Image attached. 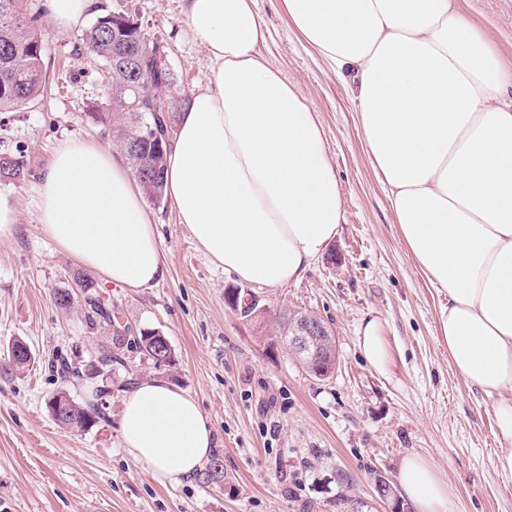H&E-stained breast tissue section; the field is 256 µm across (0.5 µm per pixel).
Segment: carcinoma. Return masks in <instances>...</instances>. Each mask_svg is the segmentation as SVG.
Instances as JSON below:
<instances>
[{
    "instance_id": "carcinoma-1",
    "label": "carcinoma",
    "mask_w": 512,
    "mask_h": 512,
    "mask_svg": "<svg viewBox=\"0 0 512 512\" xmlns=\"http://www.w3.org/2000/svg\"><path fill=\"white\" fill-rule=\"evenodd\" d=\"M37 16L27 13L25 0H0V111L17 110L36 100L46 86L47 72L43 67L42 40L38 33ZM84 48L88 54L100 58L108 65L107 79L110 87V99H121L129 91V85L136 79L145 84L141 111L149 116L156 112L162 126L175 132L180 121V109L183 91L178 84L176 73H164L151 79L145 74L156 73V59L151 56H139L126 65L112 63V54L123 49L133 52L145 43L152 46L157 41L150 38L142 26L133 20L125 25L112 21L108 13L96 18L83 34ZM92 120L101 126L103 134L112 139L113 148L127 161L137 178L146 198L159 204L164 199V173L166 157L153 156L154 145L147 141H136L138 130L133 125V117L128 112H120L109 106L103 112H94ZM24 171V161L14 154L0 153V180L14 179ZM73 283L81 290L85 300L95 296L96 282L82 272L72 277ZM88 333L94 335L103 329L112 328V312L99 305H91L83 312ZM158 331L139 332L138 338L126 342H113L101 345L89 360L79 366L65 358L51 363L53 372L61 383L69 378L91 383L94 388L88 400L78 403L73 414L58 421V424L72 432H87L95 423L105 420V416L94 410L96 399L101 393L98 384L105 370L121 363L117 350L130 346L148 359H154L156 335ZM201 479L206 483L224 481V468L220 456H214L201 471Z\"/></svg>"
}]
</instances>
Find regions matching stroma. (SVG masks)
Instances as JSON below:
<instances>
[{
  "instance_id": "1",
  "label": "stroma",
  "mask_w": 512,
  "mask_h": 512,
  "mask_svg": "<svg viewBox=\"0 0 512 512\" xmlns=\"http://www.w3.org/2000/svg\"><path fill=\"white\" fill-rule=\"evenodd\" d=\"M267 28L260 53L318 113L343 198L335 240L301 280L259 290L238 283L200 251L171 202L150 205L166 266L162 280L127 288L98 279L123 321L158 329L174 360L157 366L126 348L112 368L106 419L89 433L59 426L46 399L60 389L48 361L87 359L109 333L88 337L77 310L53 298L78 269L36 218V187L64 141L110 146L91 113L108 104L106 67L83 46V27L41 20L47 90L0 112V150L24 156L14 181L0 182L18 224L0 240V512H336L346 492L359 512H390L374 480L396 481L409 454L431 459L448 483L454 512H512V477L492 465L501 443L489 401L453 368L439 332L442 301L417 269L365 151L346 88L290 23L282 0H256ZM512 61V0H461ZM122 12L165 49L185 95L203 89L207 53L188 32L184 0H95V15ZM240 292L250 314L230 308ZM308 310L334 333L337 366L310 375L274 335L279 311ZM378 319L391 352L388 375L372 370L356 344ZM30 347L28 370L13 371L14 341ZM146 376L169 380L197 401L224 464L223 485H161L123 448L124 392ZM347 474L340 487L338 474Z\"/></svg>"
}]
</instances>
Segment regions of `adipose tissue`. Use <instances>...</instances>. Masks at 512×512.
<instances>
[{
    "instance_id": "adipose-tissue-1",
    "label": "adipose tissue",
    "mask_w": 512,
    "mask_h": 512,
    "mask_svg": "<svg viewBox=\"0 0 512 512\" xmlns=\"http://www.w3.org/2000/svg\"><path fill=\"white\" fill-rule=\"evenodd\" d=\"M296 29L349 83L356 122L416 267L444 296L439 332L469 387L490 401L512 476V63L458 0H283ZM208 86L182 108L167 146L166 194L225 273L256 288L298 281L343 220L317 112L258 51L255 0H185ZM37 220L81 266L129 288L165 275L150 213L125 158L64 144L39 187ZM357 346L391 364L378 320ZM127 453L160 483L195 479L213 448L196 400L163 379L133 382L119 413ZM416 512H454L435 464L406 458Z\"/></svg>"
}]
</instances>
